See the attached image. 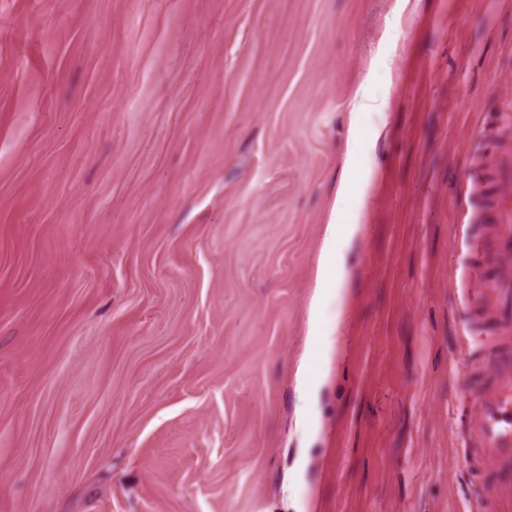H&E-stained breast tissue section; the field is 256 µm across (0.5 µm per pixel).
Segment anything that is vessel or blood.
<instances>
[{"label":"vessel or blood","mask_w":512,"mask_h":512,"mask_svg":"<svg viewBox=\"0 0 512 512\" xmlns=\"http://www.w3.org/2000/svg\"><path fill=\"white\" fill-rule=\"evenodd\" d=\"M492 176L512 187V146L494 153ZM491 210V235L477 238L466 225L457 227L474 256L466 302L490 315L499 338L489 353V384L473 393L463 455L482 464L472 493L484 500L486 512H512V197L497 198Z\"/></svg>","instance_id":"vessel-or-blood-1"}]
</instances>
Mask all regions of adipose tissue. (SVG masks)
I'll list each match as a JSON object with an SVG mask.
<instances>
[{
  "label": "adipose tissue",
  "mask_w": 512,
  "mask_h": 512,
  "mask_svg": "<svg viewBox=\"0 0 512 512\" xmlns=\"http://www.w3.org/2000/svg\"><path fill=\"white\" fill-rule=\"evenodd\" d=\"M357 230V225L344 221L339 211H332L319 257L317 288L309 314L312 334L317 335L322 331L318 316L322 303L329 298H342L344 294V249Z\"/></svg>",
  "instance_id": "1"
}]
</instances>
